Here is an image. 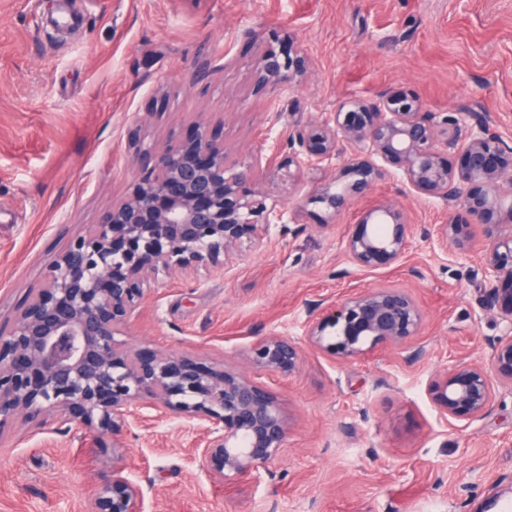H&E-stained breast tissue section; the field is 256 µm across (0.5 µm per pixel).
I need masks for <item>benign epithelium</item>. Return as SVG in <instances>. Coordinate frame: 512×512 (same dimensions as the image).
<instances>
[{
  "label": "benign epithelium",
  "mask_w": 512,
  "mask_h": 512,
  "mask_svg": "<svg viewBox=\"0 0 512 512\" xmlns=\"http://www.w3.org/2000/svg\"><path fill=\"white\" fill-rule=\"evenodd\" d=\"M254 65L255 87L299 81L302 52L284 40L265 41ZM130 142L141 166L127 193L97 223L78 230L49 264L45 283L0 331V436L23 422L40 431L114 434L138 425L143 410L186 418L202 431L194 459L216 478L258 480L285 451L287 424L279 398L260 382L188 353L135 348L118 339L151 285L172 270L198 275L225 270L242 244L259 250L284 212L267 205L258 173L288 170L298 182L309 170L339 162V176L315 200L336 212L384 175L398 170L410 191L440 200L467 220L438 227L443 244L468 256L472 226L491 240L481 258V306L507 323L488 363H460L430 383L433 403L448 422L484 417L502 389L512 391V142L494 132L480 112H427L402 89L373 102L351 99L312 124L288 130L293 153L283 160L257 156L238 168L224 150L223 127L200 122L174 145ZM460 155L448 164L447 152ZM414 225L393 203L376 205L346 241L350 262L372 271L401 261ZM423 314L401 288L348 295L310 316L306 343L343 360L418 334ZM301 346L286 336H260L255 365L269 373L294 371ZM90 512H144L140 486L112 466L94 493Z\"/></svg>",
  "instance_id": "benign-epithelium-1"
}]
</instances>
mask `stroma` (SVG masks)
Masks as SVG:
<instances>
[{
  "mask_svg": "<svg viewBox=\"0 0 512 512\" xmlns=\"http://www.w3.org/2000/svg\"><path fill=\"white\" fill-rule=\"evenodd\" d=\"M255 31L292 38L308 61L300 83L255 90ZM390 88L430 112L484 113L512 141V0H0V330L70 236L126 191L130 129L155 144L220 122L246 166L281 131ZM336 174L266 184L269 204L299 208L300 223L273 225L228 272L172 271L125 331L129 345L224 362L279 396L287 448L262 478L198 470L188 423L151 410L111 437L18 425L0 437V512H88L116 464L145 512H472L512 481V391L452 425L429 394L436 373L487 361L506 333L478 305L486 238L470 258L447 250L436 229L449 210L392 171L334 212L315 197ZM384 201L418 230L399 263L357 270L346 239ZM377 287L412 294L417 336L350 361L304 346L315 304ZM270 334L302 342L294 372L254 365L253 342Z\"/></svg>",
  "mask_w": 512,
  "mask_h": 512,
  "instance_id": "35a3bbf8",
  "label": "stroma"
}]
</instances>
